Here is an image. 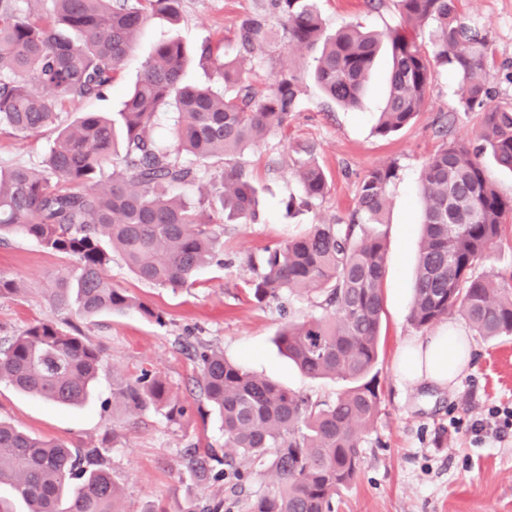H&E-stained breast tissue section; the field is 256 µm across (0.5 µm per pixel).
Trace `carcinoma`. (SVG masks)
<instances>
[{
    "mask_svg": "<svg viewBox=\"0 0 512 512\" xmlns=\"http://www.w3.org/2000/svg\"><path fill=\"white\" fill-rule=\"evenodd\" d=\"M19 0H0V130L31 135L53 128L56 138L38 166L0 167V243L23 234L75 259L54 289L86 317L103 312L161 315L104 277L112 253L140 281L187 288L219 255L224 221L256 218V189L243 171L227 165L217 191L191 204L178 190L203 184L204 162L229 160L265 137L288 128L300 100L301 79L281 65L264 90L253 82V63L279 43L319 47L313 78L339 106L357 105L377 57L389 55L388 94L374 132L389 137L424 109L440 68L460 80L464 111L481 119L479 143L443 140L420 174L424 201L409 321L426 329L459 313L478 336L512 335V270L493 278L474 274L476 263L506 230L512 198L503 197L482 161L512 171V102L494 100L487 69L494 51L487 34L467 24L460 0H397L413 29L432 24L429 44L403 29L363 32L348 25L331 36L314 0H259L234 27L241 62H225L203 44L224 90L186 85V46L158 42L143 75L116 116L82 112L65 123L69 101L98 99L112 86L153 16L178 18L180 0H45L40 13ZM173 114V146L153 135L158 114ZM123 131L117 152L114 125ZM297 161L301 203L329 191L312 155ZM397 177L390 163L360 182L347 218L313 224L299 236L266 249L252 281L259 302L281 295L316 294L321 314L289 320L276 342L306 374L337 378L347 388L331 402L290 392L186 342L199 373L201 398L224 431V454L187 448L182 461L195 480L222 483L235 497L253 467L277 485L272 495L246 500L245 512H333V501L354 480L363 435L380 411L376 376L384 310L386 235L380 229ZM99 352L53 320L29 326L0 343V382L62 406L90 395L101 370ZM112 406L135 416L153 407L176 423L190 407L174 398L159 373L112 377ZM10 484L28 512H122V486L99 447L74 449L33 437L0 421V484Z\"/></svg>",
    "mask_w": 512,
    "mask_h": 512,
    "instance_id": "cac0c4a2",
    "label": "carcinoma"
}]
</instances>
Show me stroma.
<instances>
[{
	"mask_svg": "<svg viewBox=\"0 0 512 512\" xmlns=\"http://www.w3.org/2000/svg\"><path fill=\"white\" fill-rule=\"evenodd\" d=\"M255 7L256 0H182L178 21L151 19L105 97L66 103L64 119L78 112H118L159 41L177 39L193 50L208 42L215 54L235 58L234 26ZM316 7L329 34L349 24L375 31L403 25L395 0H382L375 9L366 0H316ZM462 8L492 41L496 65L486 80L493 96L512 99V0H462ZM315 55L312 49L276 48L255 72L256 85L264 86L281 60H289L304 78L300 105L286 134L268 136L236 157L258 190L259 217L253 224L225 225L220 262L204 267L193 286L176 290L137 280L117 258L106 267L113 286L159 313V320L136 311L88 320L74 307H56L52 293L73 258L21 236L0 245V277L25 286L24 292L0 295V339L52 319L102 356L99 378L80 406L55 407L0 382V420L74 448L102 447L124 487L122 512H182L188 501L223 496L221 486L196 484L181 466L184 448L223 447L217 418L192 411L172 424L152 411L127 416L112 406L113 372L133 378L145 368L156 371L180 399L194 401L198 366L183 350L190 337L288 391L334 400L345 382L301 373L274 342L285 318L316 313V296L260 303L250 284L266 248L348 215L363 177L393 163L398 177L383 226L388 255L377 366L380 412L361 442L357 476L337 499L336 512H512V429L491 438L473 430L477 421L491 423L492 410L512 409V336H472L471 360L448 389L412 386L398 376L400 347L423 336L408 320L422 207L419 174L443 139L476 141L480 117L462 110L458 78L448 70L436 75L415 123L393 137H378L373 127L384 104L386 59H379L360 107L347 111L328 103L310 79ZM446 113L454 121L442 138L436 130ZM54 139L51 130L31 136L0 132V165L36 164ZM307 143L316 147L330 190L312 206L288 210L285 200L301 195L292 173L297 149Z\"/></svg>",
	"mask_w": 512,
	"mask_h": 512,
	"instance_id": "1",
	"label": "stroma"
}]
</instances>
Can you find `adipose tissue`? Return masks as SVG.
Wrapping results in <instances>:
<instances>
[{
  "label": "adipose tissue",
  "instance_id": "adipose-tissue-1",
  "mask_svg": "<svg viewBox=\"0 0 512 512\" xmlns=\"http://www.w3.org/2000/svg\"><path fill=\"white\" fill-rule=\"evenodd\" d=\"M470 360L463 328L441 331L405 345L399 353L401 376L412 384L450 386Z\"/></svg>",
  "mask_w": 512,
  "mask_h": 512
}]
</instances>
